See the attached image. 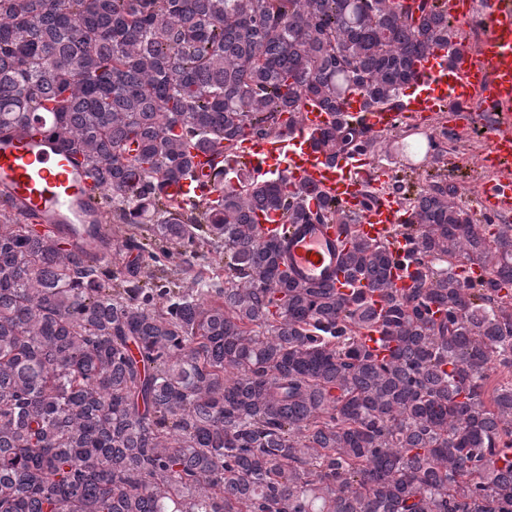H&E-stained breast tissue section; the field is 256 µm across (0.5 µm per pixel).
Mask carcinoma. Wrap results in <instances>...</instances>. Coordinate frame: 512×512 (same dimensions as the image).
<instances>
[{
    "instance_id": "carcinoma-1",
    "label": "carcinoma",
    "mask_w": 512,
    "mask_h": 512,
    "mask_svg": "<svg viewBox=\"0 0 512 512\" xmlns=\"http://www.w3.org/2000/svg\"><path fill=\"white\" fill-rule=\"evenodd\" d=\"M464 49L447 0H0V132L46 120L142 260L0 194V512H512V225L433 184L403 199L408 292L354 233L341 266L367 288L342 294L282 269L255 215L358 217L230 168L310 102L333 115L316 148L374 153L347 98L387 107ZM193 149L214 198L187 203ZM194 156V175L192 174L190 178L184 179L172 187V191L187 202L197 199L202 194L198 180H204L203 176L210 172V156L202 152L194 153Z\"/></svg>"
}]
</instances>
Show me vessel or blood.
<instances>
[{
	"label": "vessel or blood",
	"mask_w": 512,
	"mask_h": 512,
	"mask_svg": "<svg viewBox=\"0 0 512 512\" xmlns=\"http://www.w3.org/2000/svg\"><path fill=\"white\" fill-rule=\"evenodd\" d=\"M448 12L464 29H481L475 49L451 60L441 54L423 59L415 85L399 110L365 109L358 95L348 99L345 110L367 130L379 132L398 124L406 113L440 111L457 104L456 118L463 130L478 127L485 137L480 161L490 175L477 190L481 209L486 214H501L512 210V0H450ZM329 120V113L320 106H307L299 124L283 134L247 138L240 159L254 177L275 174L289 188H317V197L309 202L311 208L328 198L356 214L359 235L384 246L395 257L392 286L405 292L412 285V270L401 262L405 238L399 229L409 215L389 194L364 207L368 184L384 181L386 173L372 167L366 156L331 159L316 149L313 135ZM209 160L208 154L196 153L193 177L175 185L174 193L187 202L197 199L202 193L200 181L210 171ZM0 190L13 195L38 223L57 227L77 240L84 238L83 226L93 219L97 192L82 157L59 151L38 130L0 141ZM256 220L262 236L286 238L291 271L308 281L352 292L354 284L340 264L350 239L339 225L288 227L274 211L257 213Z\"/></svg>",
	"instance_id": "b4317fda"
}]
</instances>
